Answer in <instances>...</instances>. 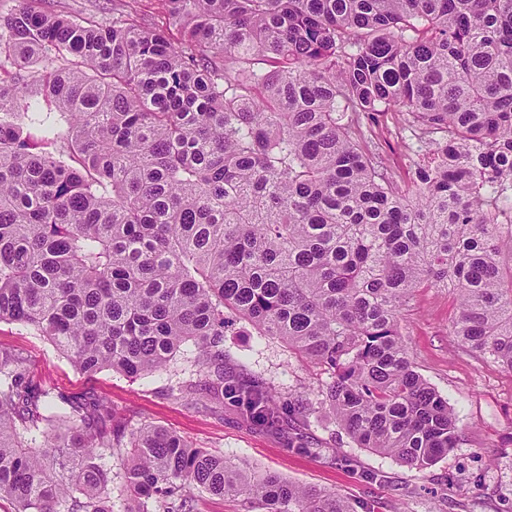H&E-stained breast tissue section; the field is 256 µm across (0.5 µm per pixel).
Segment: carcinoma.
I'll use <instances>...</instances> for the list:
<instances>
[{"label": "carcinoma", "mask_w": 512, "mask_h": 512, "mask_svg": "<svg viewBox=\"0 0 512 512\" xmlns=\"http://www.w3.org/2000/svg\"><path fill=\"white\" fill-rule=\"evenodd\" d=\"M158 2L153 26L38 0L0 16V321L86 374H149L191 341L179 398L230 395L308 450L301 407L225 371L229 310L328 365L324 403L360 447L433 463L459 431L401 340L412 292L455 290V335L512 371V0ZM393 114L428 148L403 185L363 133ZM25 376L0 353V497L19 512H112L122 447L137 512H190L196 489L353 512Z\"/></svg>", "instance_id": "1"}]
</instances>
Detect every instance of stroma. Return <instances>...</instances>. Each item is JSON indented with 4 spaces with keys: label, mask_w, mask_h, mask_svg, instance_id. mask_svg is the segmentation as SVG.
<instances>
[{
    "label": "stroma",
    "mask_w": 512,
    "mask_h": 512,
    "mask_svg": "<svg viewBox=\"0 0 512 512\" xmlns=\"http://www.w3.org/2000/svg\"><path fill=\"white\" fill-rule=\"evenodd\" d=\"M42 7L106 24L133 7L146 22L163 20L156 0H44ZM373 136L384 164L405 179L407 148L415 139L403 117L374 128ZM458 313L449 288L415 289L402 311V341L415 369L448 401L460 435L456 448L422 470L360 447L323 403L327 368L243 320L224 333L225 368L262 379L303 404L310 451L288 449L281 434L255 429L233 405L210 409L171 396V388L194 372L189 343L166 370L136 378L109 370L82 374L50 341L17 322H0V351L24 357L28 382L53 397L103 400L132 427L163 428L251 476L273 473L336 493L354 512H512V372L461 344L452 331Z\"/></svg>",
    "instance_id": "stroma-1"
}]
</instances>
